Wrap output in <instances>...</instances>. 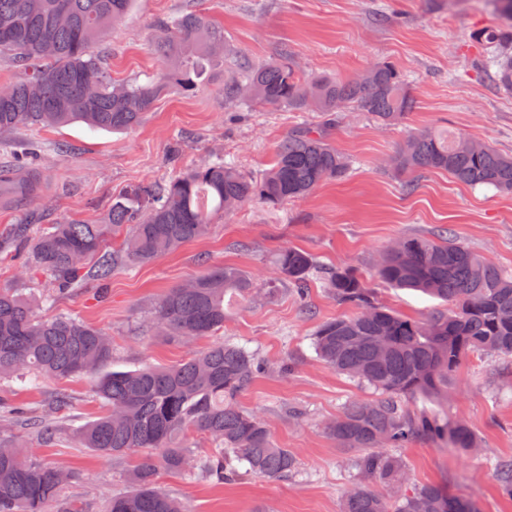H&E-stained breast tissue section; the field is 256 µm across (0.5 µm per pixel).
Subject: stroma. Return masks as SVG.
<instances>
[{"mask_svg":"<svg viewBox=\"0 0 512 512\" xmlns=\"http://www.w3.org/2000/svg\"><path fill=\"white\" fill-rule=\"evenodd\" d=\"M189 11L224 29V63L211 71L204 90L169 92L128 131L72 123L0 134L1 168L15 167L17 154L27 151L43 171L38 198L0 207V237L9 243L0 258V289L37 301L47 293L46 275L31 265V246L48 225L103 221L113 196L130 186L163 183L220 158L260 176L289 130L328 126L333 144L351 161L342 180L274 208L258 201L242 204L213 224L205 238L116 269L106 280L87 277L81 288L37 311L44 317L72 315L109 333L115 370L170 365L190 349L225 340L245 345L264 370L240 403L266 417L275 443L295 457L294 470L279 479L243 473L224 483L164 472L161 486L189 512H340L358 474L353 451L339 447L325 426L349 402L377 394L323 364L312 337L321 322L347 314V307L318 280L302 294L284 287L275 298L231 310L223 330L191 345L156 334L146 316L167 290L213 266L234 265L264 283L276 251L287 246L314 255L324 267L356 269L382 305L412 319L435 307L436 299L388 287L374 276L379 256L400 238L446 231L512 271V194L473 189L445 173L406 178L392 166L412 131L442 125L512 153V93L492 82L489 52L473 38L497 19L480 0H133L98 44L113 81L158 73L163 63L151 50L158 24ZM283 58L307 74L349 79L378 62H391L408 81L416 107L402 125L386 127L353 109L269 111L221 96L225 82L239 76L240 63ZM92 382L82 376L37 387L19 382L0 387L1 398L40 416L58 392L71 397L52 435L0 421V443L25 441L37 462L69 469L75 481L62 489V499L78 500L83 512H104L112 495L128 489L134 460L74 447L73 431L100 411ZM442 402L450 417L477 435L479 446L463 453L427 440L409 444L400 454L410 486L444 484L472 498L479 512H512V499L500 493L493 471L496 462L512 458V359L469 354Z\"/></svg>","mask_w":512,"mask_h":512,"instance_id":"stroma-1","label":"stroma"}]
</instances>
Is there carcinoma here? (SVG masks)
Listing matches in <instances>:
<instances>
[{"instance_id":"cac0c4a2","label":"carcinoma","mask_w":512,"mask_h":512,"mask_svg":"<svg viewBox=\"0 0 512 512\" xmlns=\"http://www.w3.org/2000/svg\"><path fill=\"white\" fill-rule=\"evenodd\" d=\"M132 0H0V56L17 76L0 98V133L22 126L60 127L82 122L121 132L141 124L169 90L195 93L208 72L224 64V28L198 13L163 22L155 51L169 67L144 81L117 84L97 51L107 29L128 12ZM505 24L475 38L496 49L512 45V0H489ZM500 88L512 91V53L492 56ZM224 98L246 99L267 110L339 112L353 107L382 125L400 123L413 109L411 91L395 66L380 62L354 80L299 74L284 61L242 67L224 84ZM393 167L402 175L444 172L473 188L512 193V155L475 144L446 130L412 132L399 146ZM349 160L331 143L328 130L298 127L280 140L271 167L252 177L222 159L165 184L139 183L112 200L106 220H64L47 228L32 251L33 267L50 276L47 298L82 286L86 261L107 279L119 265L142 264L203 237L236 206L260 200L277 205L300 199L328 180H340ZM41 175L26 163L0 170V202L29 201ZM114 237L119 249L107 251ZM316 258L287 247L274 261V276L257 287L246 271L213 266L191 284L170 289L157 302L152 321L165 334L191 342L224 328L225 298L249 303L275 297L284 283L299 292L320 275L336 300L355 313L319 324L317 357L329 368L366 384L381 397L352 401L325 430L353 461L364 482L343 497L342 512H478L468 498L443 484L407 493L403 459L388 452L426 439L448 448L477 447L465 424L448 419L440 396L464 358L481 351L512 357V274L449 237L401 239L377 266L381 282L442 301L413 320L378 302L353 270L317 271ZM33 301L0 289V382L94 376L93 396L104 410L73 434L80 448L105 456H139L131 490L115 495L107 512H189L158 486L160 470L192 474L217 483L239 475L238 465L260 477L279 478L295 468L292 453L277 446L263 416L238 403L261 372L258 357L235 342H221L168 366L110 370L112 339L70 317L43 319ZM388 338L385 350L375 347ZM420 401L422 408L411 402ZM494 477L512 497V459ZM70 473L39 466L22 450L0 444V512H48ZM396 489L389 499L366 481Z\"/></svg>"}]
</instances>
